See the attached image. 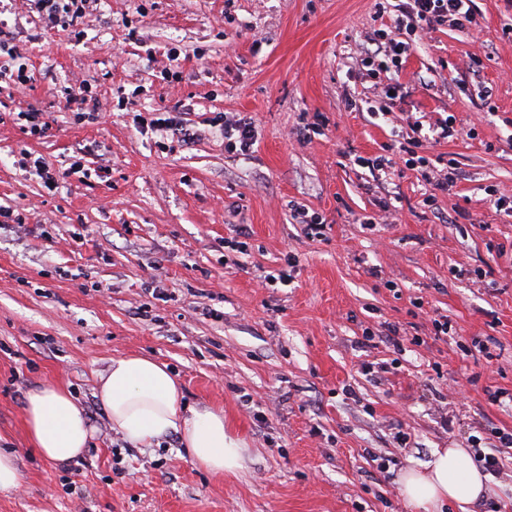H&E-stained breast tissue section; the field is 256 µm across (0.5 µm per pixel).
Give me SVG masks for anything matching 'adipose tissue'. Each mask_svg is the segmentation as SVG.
Wrapping results in <instances>:
<instances>
[{"label": "adipose tissue", "mask_w": 512, "mask_h": 512, "mask_svg": "<svg viewBox=\"0 0 512 512\" xmlns=\"http://www.w3.org/2000/svg\"><path fill=\"white\" fill-rule=\"evenodd\" d=\"M96 397L109 427L129 444L150 448L178 435L193 460L214 476L240 469L245 449L224 429V413L182 403L180 385L166 365L145 356L112 359L98 379ZM24 426L38 454L66 464L80 457L92 436L83 407L61 385L29 393ZM400 493L414 512H437L445 503L476 506L488 494L481 469L465 448L436 452L425 468L399 476Z\"/></svg>", "instance_id": "obj_1"}]
</instances>
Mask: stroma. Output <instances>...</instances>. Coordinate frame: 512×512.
Returning <instances> with one entry per match:
<instances>
[{"mask_svg":"<svg viewBox=\"0 0 512 512\" xmlns=\"http://www.w3.org/2000/svg\"><path fill=\"white\" fill-rule=\"evenodd\" d=\"M375 3L106 0L79 42L44 29L25 0L0 17L34 74L26 93L0 91V205L27 224L0 232V436L21 471L0 512H411L398 484L407 465L512 432V408L486 396L512 391V218L482 193L512 190V0H475L470 31L428 33L398 72L408 94L387 124L346 103L373 94L350 52L392 25ZM175 48L191 55L167 82L158 73ZM462 81L490 93L482 122ZM83 84L98 100L91 123L62 94ZM31 108L50 124L43 139L16 122ZM158 109L195 123L238 113L258 143L247 156L218 137L159 148L142 129ZM444 112L476 135L433 147L460 171L436 210L416 171L383 191L351 163ZM23 149L58 172L83 152L97 174L46 189L20 169ZM295 202L323 216V236L293 222ZM386 209L377 231L357 222ZM241 228L243 254L224 244ZM282 270L289 282L263 284ZM437 315L451 336L435 338ZM124 355L165 364L186 405L223 410L244 468L218 478L178 435L138 448L112 432L94 390ZM48 385L69 389L93 429L66 467L24 430L28 393Z\"/></svg>","mask_w":512,"mask_h":512,"instance_id":"35a3bbf8","label":"stroma"}]
</instances>
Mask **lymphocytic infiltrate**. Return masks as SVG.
<instances>
[{
  "instance_id": "f902f5d3",
  "label": "lymphocytic infiltrate",
  "mask_w": 512,
  "mask_h": 512,
  "mask_svg": "<svg viewBox=\"0 0 512 512\" xmlns=\"http://www.w3.org/2000/svg\"><path fill=\"white\" fill-rule=\"evenodd\" d=\"M46 28L58 27L81 35L87 16L96 11L102 0H30ZM380 12H392L393 26L366 33L355 50L356 62L362 77L370 82L375 98L367 111L371 117L389 116L407 90L395 79L402 61L416 48L423 37L441 26L458 31L470 30L476 23L475 0H379ZM151 132L160 140L173 139L189 146L206 134L220 135L226 152L248 155L257 142L252 123L223 112L210 117L207 128H199L180 112H159L149 123ZM454 115H446L429 124L416 137L394 140L384 153L376 156H356L357 167L368 170L375 178L387 179L396 167L405 166L417 171L421 178L434 186V193L425 195L424 206L437 202L438 193L451 190L456 182L455 159L432 156L435 144L461 136Z\"/></svg>"
}]
</instances>
